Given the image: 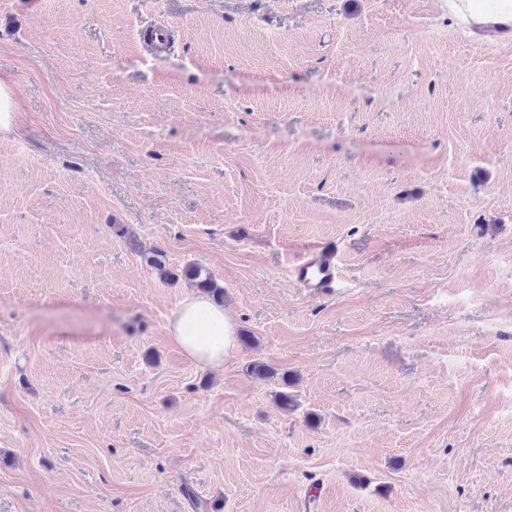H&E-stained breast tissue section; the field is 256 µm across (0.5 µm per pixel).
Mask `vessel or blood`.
I'll return each mask as SVG.
<instances>
[{
	"mask_svg": "<svg viewBox=\"0 0 512 512\" xmlns=\"http://www.w3.org/2000/svg\"><path fill=\"white\" fill-rule=\"evenodd\" d=\"M289 276L310 294H334L341 278L337 250L319 244L308 246L290 266Z\"/></svg>",
	"mask_w": 512,
	"mask_h": 512,
	"instance_id": "1",
	"label": "vessel or blood"
}]
</instances>
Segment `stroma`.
<instances>
[{
    "label": "stroma",
    "mask_w": 512,
    "mask_h": 512,
    "mask_svg": "<svg viewBox=\"0 0 512 512\" xmlns=\"http://www.w3.org/2000/svg\"><path fill=\"white\" fill-rule=\"evenodd\" d=\"M0 82V512H512V39L442 0H0ZM312 244L334 295L287 273ZM158 252L223 286V370ZM168 335L195 364L221 369L236 349V326L224 307L205 295L186 297L168 318Z\"/></svg>",
    "instance_id": "1"
}]
</instances>
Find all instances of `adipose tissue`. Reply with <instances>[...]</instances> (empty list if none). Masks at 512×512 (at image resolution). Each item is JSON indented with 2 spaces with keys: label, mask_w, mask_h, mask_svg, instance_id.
<instances>
[{
  "label": "adipose tissue",
  "mask_w": 512,
  "mask_h": 512,
  "mask_svg": "<svg viewBox=\"0 0 512 512\" xmlns=\"http://www.w3.org/2000/svg\"><path fill=\"white\" fill-rule=\"evenodd\" d=\"M448 16L474 40L512 36V0H444ZM171 339L195 364L215 370L231 360L236 326L222 306L207 296L186 297L169 317Z\"/></svg>",
  "instance_id": "1"
}]
</instances>
